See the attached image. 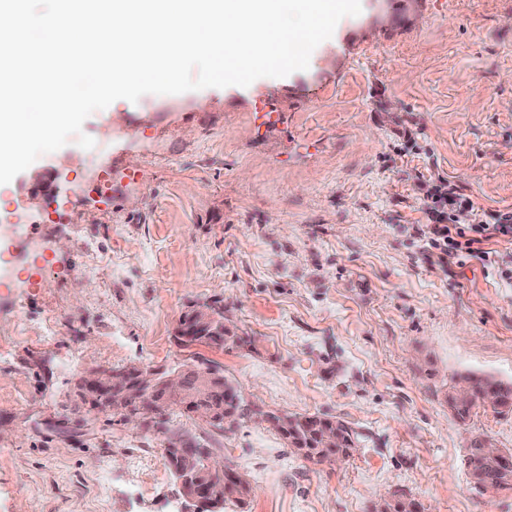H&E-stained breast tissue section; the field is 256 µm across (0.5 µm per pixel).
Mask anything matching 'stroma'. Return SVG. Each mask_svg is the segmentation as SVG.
Listing matches in <instances>:
<instances>
[{
  "label": "stroma",
  "mask_w": 512,
  "mask_h": 512,
  "mask_svg": "<svg viewBox=\"0 0 512 512\" xmlns=\"http://www.w3.org/2000/svg\"><path fill=\"white\" fill-rule=\"evenodd\" d=\"M361 7L307 70L91 114L107 178L72 139L0 191V512H194L170 431L248 482L224 512H512L464 466L474 437L512 450V413L448 407L465 375L512 383V283L413 230L433 172L512 209V0ZM202 305L237 345L177 346ZM202 359L249 407L342 421L353 455L306 461L260 416L159 428L69 405L88 368Z\"/></svg>",
  "instance_id": "35a3bbf8"
}]
</instances>
